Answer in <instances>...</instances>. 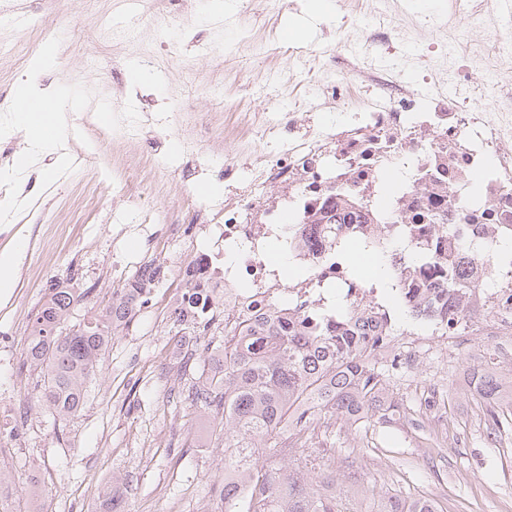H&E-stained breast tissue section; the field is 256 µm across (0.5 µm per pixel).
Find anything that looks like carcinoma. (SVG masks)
<instances>
[{
  "label": "carcinoma",
  "instance_id": "carcinoma-1",
  "mask_svg": "<svg viewBox=\"0 0 512 512\" xmlns=\"http://www.w3.org/2000/svg\"><path fill=\"white\" fill-rule=\"evenodd\" d=\"M336 226V247L340 252L369 246L362 238L341 234L344 224H364L360 211L341 204L323 217ZM160 269L148 263L136 271L123 288L91 316L84 326L65 333L61 323L84 295L62 283L49 288L45 300L28 326L22 352L23 362L39 370L40 401L58 415L78 412L85 401V383L112 336L132 320L142 295L150 293ZM463 267H450L434 287L446 299H431L424 308L408 313L429 332L440 330L458 336L470 319L451 310V293L461 289ZM186 287L196 296L206 293L205 276L186 271ZM209 299L195 314L174 316L180 325L193 327L206 319ZM384 333L377 322L336 318V324L317 320L306 325L275 318L250 316L240 333L230 339L211 337L207 358L185 353L184 372L199 373L184 400L195 411L212 417L224 443V469L231 472L214 486L222 512H340L336 495L328 492L331 478H322L324 488L310 489L283 473V467L258 462L259 443L275 448L283 458L309 440V430L321 415L337 416L350 426L372 419L388 421L398 405L386 396L381 373L368 364L367 355L383 348ZM482 399L495 402L506 388L512 390V376L494 371L478 373ZM383 512H436L428 498L401 499L391 496Z\"/></svg>",
  "mask_w": 512,
  "mask_h": 512
}]
</instances>
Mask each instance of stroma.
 <instances>
[{
    "label": "stroma",
    "mask_w": 512,
    "mask_h": 512,
    "mask_svg": "<svg viewBox=\"0 0 512 512\" xmlns=\"http://www.w3.org/2000/svg\"><path fill=\"white\" fill-rule=\"evenodd\" d=\"M213 14L204 0H177V15L193 47L180 61L167 58L153 36L155 13L142 14L135 39L103 47L99 13L124 21L126 0H0V120L9 121L17 87L36 82L96 100V109L67 111L69 131L57 148L67 166L42 154L13 180V194L0 198L12 209L0 223V254L18 253L14 287L0 296V425L14 426L12 448L0 456V486L12 493L14 512H102L113 491L126 512H220L212 493L224 478V447L202 415L180 403L188 385L171 317L185 284L183 269L207 253L224 270V179L205 143L184 133L177 115L204 119L222 112L292 109L299 124L324 126L336 114L313 96L309 81H324L318 60L325 34L345 25L361 0H330L328 10L312 0H227ZM53 22L67 42L40 73L20 71L18 50L36 57L44 47L30 30ZM251 27L254 41L269 44L257 59H221L220 35ZM137 124L140 134L121 140L114 118ZM110 148L86 160L87 141ZM287 128L224 144L225 156L262 160L288 143ZM173 165L163 196L145 193L150 156ZM213 206L197 211L196 198ZM178 215L191 234L175 236L156 224L157 212ZM162 266L148 301L112 339L86 384L83 408L52 416L36 400L38 372L23 365L27 325L55 282L88 292L74 311L83 317L123 288L139 264ZM399 365L374 353L400 415L353 429L330 420L310 445L296 448L285 464L310 486L319 485L314 459L329 463L343 512H380L385 497L421 495L437 512H512V397L491 405L466 391L470 368L512 372V339L489 318L450 337L447 349L396 345ZM433 408H425L427 400ZM43 491L32 500L31 482Z\"/></svg>",
    "instance_id": "stroma-1"
}]
</instances>
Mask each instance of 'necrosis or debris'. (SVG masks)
Returning a JSON list of instances; mask_svg holds the SVG:
<instances>
[{
    "instance_id": "4bbe7bcc",
    "label": "necrosis or debris",
    "mask_w": 512,
    "mask_h": 512,
    "mask_svg": "<svg viewBox=\"0 0 512 512\" xmlns=\"http://www.w3.org/2000/svg\"><path fill=\"white\" fill-rule=\"evenodd\" d=\"M497 0H450L446 13L397 18L392 0H363L350 19L352 35L370 50L367 58L329 54L336 85H316L345 119L307 128L263 164L231 157L225 178L237 179L224 200V245L234 259L224 266V327L248 314L277 316L344 307L358 317L383 320L379 289L345 277L335 245L319 217L336 199L367 209L368 224L344 233L376 243L436 240L428 263L414 262L398 282L415 305L444 267L457 261L471 235L486 241L512 238V19ZM482 31L471 37V27ZM440 35V51L419 53L423 29ZM425 65L428 83L452 75L456 88L421 99L405 84L399 61ZM454 225L439 231L438 218ZM288 246V260L307 266L305 278L284 282L268 258L270 242ZM470 291L456 304L471 319L512 310V268L480 251L468 271ZM247 289H240V282Z\"/></svg>"
}]
</instances>
